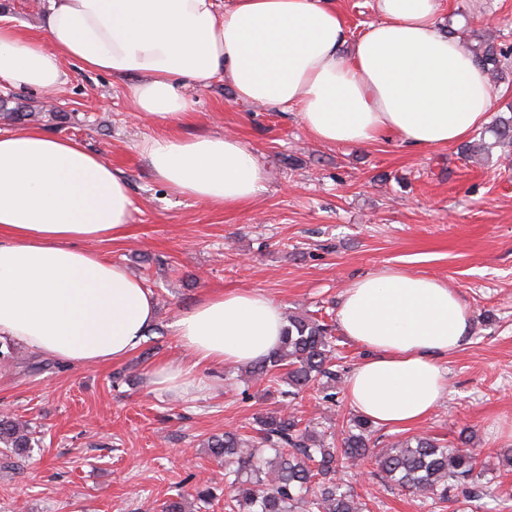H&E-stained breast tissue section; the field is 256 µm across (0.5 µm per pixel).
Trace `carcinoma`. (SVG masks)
<instances>
[{
	"mask_svg": "<svg viewBox=\"0 0 512 512\" xmlns=\"http://www.w3.org/2000/svg\"><path fill=\"white\" fill-rule=\"evenodd\" d=\"M476 61L492 79L502 77L504 50L488 39L473 50ZM0 99V117L22 120L36 117L9 107ZM494 144L512 146V117L500 119L491 129ZM489 149L484 133L464 146V157ZM336 358L332 325L305 315H288L280 345L265 359L245 368L252 380L281 387L282 398L294 397L310 383L324 379L336 388L332 370ZM373 421L363 415L351 419L341 441L315 429L302 416L285 407L272 409L254 418L252 434L236 430L214 434L207 439L211 457L236 464L224 473V512H365L367 503L336 479L338 460L357 463L369 459L381 478L413 496L436 505L448 499L454 487H477L486 466L479 465L475 451L464 437L450 446L437 438L413 435L401 438L388 448L370 443ZM36 445L31 422L0 415V455L25 457ZM187 496L167 498L161 512H191Z\"/></svg>",
	"mask_w": 512,
	"mask_h": 512,
	"instance_id": "carcinoma-1",
	"label": "carcinoma"
}]
</instances>
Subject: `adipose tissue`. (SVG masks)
Wrapping results in <instances>:
<instances>
[{"mask_svg":"<svg viewBox=\"0 0 512 512\" xmlns=\"http://www.w3.org/2000/svg\"><path fill=\"white\" fill-rule=\"evenodd\" d=\"M357 38L326 0H51L44 35L0 18V80L53 93L64 62L123 81L130 111L182 125L188 85L221 79L237 100L296 113L313 138L367 146L384 136L415 149L464 140L487 122L497 91L441 23L443 0H376ZM140 152L171 192L212 206L252 203L265 188L256 154L223 133L148 137ZM127 179L83 143L37 126L0 132V340L68 365L129 357L156 321L151 289L89 249L126 238ZM341 332L369 351L349 376L351 407L383 425L423 420L448 391L442 362L470 331V313L437 278L407 267L351 281ZM285 326L257 289L203 296L173 329L187 356L153 372L156 390L192 397L200 366L266 358Z\"/></svg>","mask_w":512,"mask_h":512,"instance_id":"ef3b65f1","label":"adipose tissue"}]
</instances>
